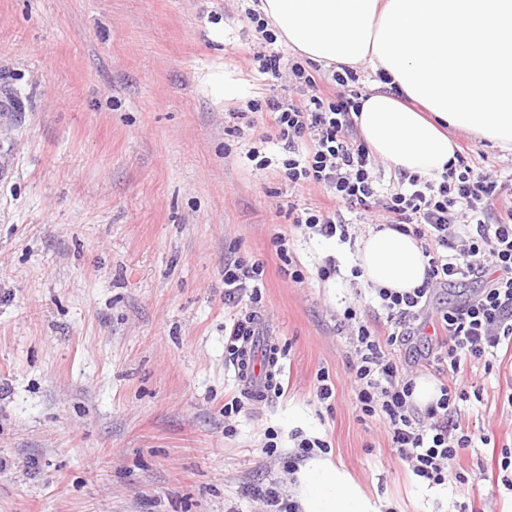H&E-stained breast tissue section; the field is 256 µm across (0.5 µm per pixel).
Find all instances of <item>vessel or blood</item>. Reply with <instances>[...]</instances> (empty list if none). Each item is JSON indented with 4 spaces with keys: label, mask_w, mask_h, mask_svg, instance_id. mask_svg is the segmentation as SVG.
<instances>
[{
    "label": "vessel or blood",
    "mask_w": 512,
    "mask_h": 512,
    "mask_svg": "<svg viewBox=\"0 0 512 512\" xmlns=\"http://www.w3.org/2000/svg\"><path fill=\"white\" fill-rule=\"evenodd\" d=\"M252 326V335L236 340L235 369L240 393L251 401L263 402L279 384L282 363L275 338L267 333L264 317L255 316Z\"/></svg>",
    "instance_id": "obj_1"
}]
</instances>
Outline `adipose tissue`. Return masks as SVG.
Here are the masks:
<instances>
[{
  "label": "adipose tissue",
  "mask_w": 512,
  "mask_h": 512,
  "mask_svg": "<svg viewBox=\"0 0 512 512\" xmlns=\"http://www.w3.org/2000/svg\"><path fill=\"white\" fill-rule=\"evenodd\" d=\"M300 57L386 73L354 120L374 155L436 179L453 160L451 130L512 152V0H260ZM366 288L412 291L427 261L412 234L386 227L351 257ZM302 512H378L348 472L315 457L300 465Z\"/></svg>",
  "instance_id": "adipose-tissue-1"
}]
</instances>
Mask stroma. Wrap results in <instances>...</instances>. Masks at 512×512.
<instances>
[{"label":"stroma","mask_w":512,"mask_h":512,"mask_svg":"<svg viewBox=\"0 0 512 512\" xmlns=\"http://www.w3.org/2000/svg\"><path fill=\"white\" fill-rule=\"evenodd\" d=\"M252 5L0 0V512H267L249 489L293 499L297 432L325 440L381 512L512 503L484 479L490 451L463 455L467 483L430 489L378 420H359L336 316L377 312L374 290L347 276L369 227L349 211V243L293 227L289 205L325 204V189L290 185L281 146L264 147L269 169L247 159L274 131L236 135L234 112L289 85L258 70ZM454 139L512 189L511 153ZM279 234L303 283L282 272ZM230 255L264 268L259 307L284 373L228 418L240 395L225 349ZM329 258L337 271L319 278ZM511 382L506 357L478 375L481 401L460 405L502 445Z\"/></svg>","instance_id":"obj_1"}]
</instances>
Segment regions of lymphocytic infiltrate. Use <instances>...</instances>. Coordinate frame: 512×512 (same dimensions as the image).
<instances>
[{"instance_id": "obj_1", "label": "lymphocytic infiltrate", "mask_w": 512, "mask_h": 512, "mask_svg": "<svg viewBox=\"0 0 512 512\" xmlns=\"http://www.w3.org/2000/svg\"><path fill=\"white\" fill-rule=\"evenodd\" d=\"M261 73H288L300 99L270 96L249 103L289 152L283 162L289 182L325 188L329 205L291 206L295 227L347 240L344 211L373 224L409 232L422 243L429 269L425 283L399 294L377 289L382 319H362L347 306L336 321L350 339L348 373L363 416L379 420L391 448L413 474L431 485L463 484L458 463L467 449L494 445V433L473 428L459 417L457 405L469 400L477 381L476 365L492 371L500 352L512 350V204H502L497 177L476 169L468 151L456 152L439 181L399 173L381 189V164L356 136L353 114L361 108L356 71L322 73L272 51L259 57ZM260 264L239 258L224 261V304L230 308L261 300ZM480 282L461 304L440 310L431 325L420 318L436 289ZM433 333L438 351L425 352L428 365L442 376L440 397L426 408L412 402L414 380L400 362L401 346Z\"/></svg>"}]
</instances>
